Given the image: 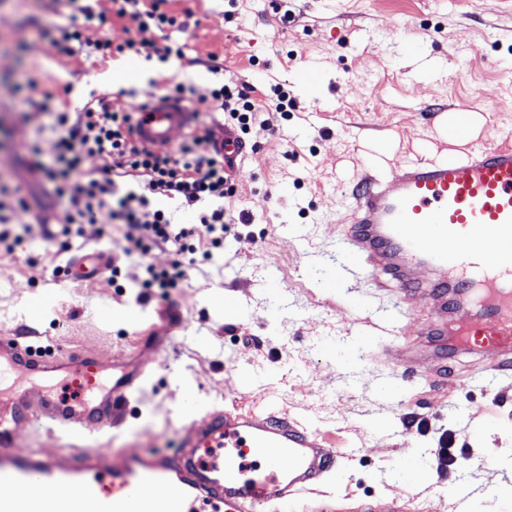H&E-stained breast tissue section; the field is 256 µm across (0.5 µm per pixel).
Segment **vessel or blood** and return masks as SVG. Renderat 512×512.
Here are the masks:
<instances>
[{
    "mask_svg": "<svg viewBox=\"0 0 512 512\" xmlns=\"http://www.w3.org/2000/svg\"><path fill=\"white\" fill-rule=\"evenodd\" d=\"M134 138L171 147L192 121L180 101L146 92L132 105ZM470 115L449 112V139L465 138ZM225 163L244 145L221 134ZM389 178L363 174L352 221L339 237L345 269L390 278L415 294V263L438 272L437 286L472 313L453 330L456 344L494 349L488 380L512 366V143L424 162L393 157ZM96 250L74 254L67 277L93 281L105 270ZM21 327L0 334V512H295L337 464L332 448L276 412L215 409L184 426L176 453L146 455L106 447L67 452L29 447L35 431L73 436L120 425L144 375L99 350L62 352Z\"/></svg>",
    "mask_w": 512,
    "mask_h": 512,
    "instance_id": "obj_1",
    "label": "vessel or blood"
}]
</instances>
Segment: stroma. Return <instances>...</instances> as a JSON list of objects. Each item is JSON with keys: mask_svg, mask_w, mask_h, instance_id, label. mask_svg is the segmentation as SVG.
<instances>
[{"mask_svg": "<svg viewBox=\"0 0 512 512\" xmlns=\"http://www.w3.org/2000/svg\"><path fill=\"white\" fill-rule=\"evenodd\" d=\"M169 8L185 22L171 40L197 63L162 64L160 85L204 91L215 80L206 65L214 53L256 91L284 84L293 106L284 115L267 103L269 130L246 143L223 253L197 257L186 279L150 304L137 299L139 257L121 254L123 225L97 224L72 240L15 227L13 252H0V331L26 323L64 348L154 358L119 428L53 445L170 454L186 396L200 406H274L338 454L310 501L336 512L365 504L374 512H512L498 495L512 486V369L486 389L495 352L394 335L402 306L394 291L363 275L340 288L329 282L361 172L383 177L393 155L437 160L496 141L512 108V0H239L233 9L226 0H171ZM70 11L67 0H0V180L21 182L35 206L53 198L31 168V148L50 136L53 117L24 111L23 99L60 92V109L74 112L105 91L131 101L144 90L132 74L102 88L97 78L111 61L88 47L63 56L43 39ZM412 40L415 56L406 49ZM309 64L320 69L319 84L299 83ZM463 106L473 130L448 139L441 120ZM88 249L119 256L130 274L122 287L59 274ZM160 308L180 310L183 328L166 332ZM443 434L465 466L438 469ZM408 458L431 480L401 478ZM456 483L465 497L451 492Z\"/></svg>", "mask_w": 512, "mask_h": 512, "instance_id": "35a3bbf8", "label": "stroma"}]
</instances>
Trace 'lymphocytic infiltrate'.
I'll return each instance as SVG.
<instances>
[{
	"mask_svg": "<svg viewBox=\"0 0 512 512\" xmlns=\"http://www.w3.org/2000/svg\"><path fill=\"white\" fill-rule=\"evenodd\" d=\"M69 2L83 16V23L43 34L62 54L72 57L77 47L89 45L103 60L127 52L162 62L186 59L184 45L161 40L163 32L179 25L178 15L167 8L169 0H106L99 8L79 0ZM115 20L131 24L124 43L86 37L87 23L104 26ZM208 68L220 81L199 96V103L208 111L227 115L242 134H250L260 124L261 110L251 87L223 80L224 65L218 55H209ZM29 105L32 111L54 115L52 136L33 151V168L53 186L55 202L61 207L56 217L62 236H84L89 224L125 225L124 253L143 260L141 287L159 289L184 277L197 244H223L229 230L224 201L234 196L235 188L223 158L208 149L210 128L186 137L172 151L156 153L131 142V112L119 100L107 96L85 104L81 111L61 112L54 96L47 94ZM160 198L185 206L204 204L208 210L197 225L187 228L175 223L171 212L156 207ZM24 216L36 223L41 220L16 183L0 200L1 250L12 251L9 227Z\"/></svg>",
	"mask_w": 512,
	"mask_h": 512,
	"instance_id": "obj_1",
	"label": "lymphocytic infiltrate"
}]
</instances>
